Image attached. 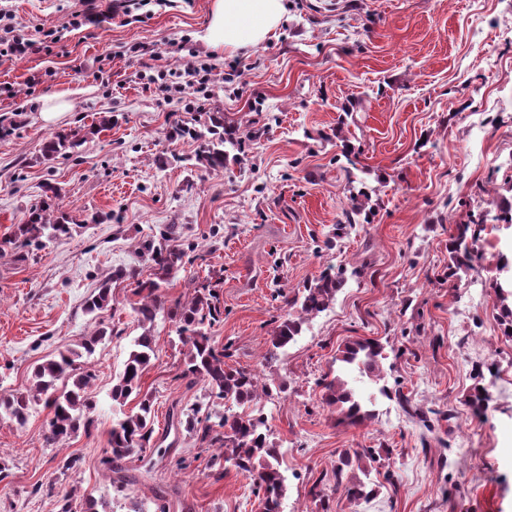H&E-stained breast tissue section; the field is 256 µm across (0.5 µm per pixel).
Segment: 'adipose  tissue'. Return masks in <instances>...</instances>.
Listing matches in <instances>:
<instances>
[{
    "label": "adipose tissue",
    "mask_w": 512,
    "mask_h": 512,
    "mask_svg": "<svg viewBox=\"0 0 512 512\" xmlns=\"http://www.w3.org/2000/svg\"><path fill=\"white\" fill-rule=\"evenodd\" d=\"M286 14V0H213L199 38L215 50L256 47L281 26Z\"/></svg>",
    "instance_id": "1"
}]
</instances>
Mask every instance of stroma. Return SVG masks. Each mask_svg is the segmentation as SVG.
Segmentation results:
<instances>
[{
    "label": "stroma",
    "mask_w": 512,
    "mask_h": 512,
    "mask_svg": "<svg viewBox=\"0 0 512 512\" xmlns=\"http://www.w3.org/2000/svg\"><path fill=\"white\" fill-rule=\"evenodd\" d=\"M211 2L147 0L69 31L78 0H0L17 35L37 42L23 58L0 56V84L14 87L0 95V117L12 123L0 137V236L41 204L46 182L61 187L74 226L42 249L0 252V389L29 390L34 365L98 323L115 331L83 362L94 375L92 434L49 448L48 409L21 425L0 417V512H57L70 490L131 512L158 489L167 512H259L248 479L233 469L217 476L210 449L189 436L154 454L151 469L127 458V495L104 475L109 393L141 333L138 298L131 282L116 281L99 315L83 305L115 269L149 274L137 242L167 227L171 247L195 249L163 288L166 303L209 283L224 306L211 334L229 344L231 364L287 386L262 403L288 478L283 512H512V337L488 287L512 228L487 225L480 271L448 274L457 225L512 202V0H288L286 23L233 54L198 38ZM132 45L139 54H127ZM196 58L210 63L209 84L162 99L148 80L155 61L182 71ZM57 94L71 108L45 124L39 112ZM213 112L255 134L219 172L196 162L193 143L166 137L174 123ZM74 131L73 153L44 160L47 137ZM356 206L373 210L371 223L334 235ZM331 265L348 270L333 304L297 342L272 350L277 290L296 291ZM152 334L142 389L161 434L172 403L192 405L206 387L179 377L174 322L157 318ZM363 337L385 346L387 386L436 412L432 429L394 398L376 396L373 418L359 425L323 404L319 378ZM478 387L490 396L479 415L468 403ZM348 448L382 455L370 500L351 501L336 485ZM70 453L84 463L61 472ZM316 482L328 510L310 494Z\"/></svg>",
    "instance_id": "1"
}]
</instances>
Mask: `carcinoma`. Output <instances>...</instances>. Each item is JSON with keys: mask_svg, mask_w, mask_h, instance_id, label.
Here are the masks:
<instances>
[{"mask_svg": "<svg viewBox=\"0 0 512 512\" xmlns=\"http://www.w3.org/2000/svg\"><path fill=\"white\" fill-rule=\"evenodd\" d=\"M206 131H200L186 123L176 124L168 133L169 139L187 138L197 144L195 159L210 171L224 169V144L242 145V137L236 130L224 124V113L216 112L209 117ZM78 146L73 138L54 134L43 144L45 157L63 155L66 150ZM486 223L481 218L472 224L456 226V236L449 246L448 277H453L462 267H472L476 257L474 245L477 242L476 229ZM72 232L67 218L48 204L31 209L24 224L14 225L12 233L0 240V247H34L44 245V241L60 240ZM138 249L149 256L152 273L147 278L139 277V272L119 268L111 279L98 288L97 294L85 302V312L95 314L112 302V281L131 280L135 283L134 294L139 301L134 311L138 325L143 329L134 340L124 368L112 385L111 399L122 405L130 397L138 399V410L123 414L112 420L109 431V449L106 450L104 464L112 487L122 492L128 486V476L121 461L137 455L142 462L151 461V455L161 447L154 435V400L152 395L143 392L142 377L155 356V337L150 326L158 315L168 312L176 319V333L181 344L187 347L184 366L180 377L191 381L200 380L208 389V401L199 402L189 408L173 406L168 414V428L180 435L184 432L214 452L208 460L209 467L224 474L225 464L231 463L236 471L251 480L252 493L257 496L262 512H281V499L286 492V477L280 469V449L270 441V428L267 416L252 408V403L262 395L272 396L269 384L261 382L259 374L253 370L226 364L229 357L227 347H218L209 329L220 322L221 311L215 291L203 284L194 289L191 299L175 301L173 308L165 310L160 289L175 278L183 267L186 252L155 244L148 236L138 241ZM346 269L327 267L319 277L303 286L293 298L283 292L287 313L275 327L270 342L273 348H284L296 341L303 325L312 317L327 310L334 302L336 293L345 283ZM491 288L501 304V323L504 333L512 335V256L499 252L496 275ZM114 329L100 325L91 335L83 337L77 344L59 351L57 357L37 364L33 368V385L29 391L19 394H0V416L6 415L19 422L26 420L30 410L42 405L50 411L45 441L50 446H58L82 431L89 435L96 429V420L91 415L92 402L88 389L94 379L89 370H79L77 360L91 356L96 346L112 336ZM387 359L384 345L374 338H358L344 345L336 355V360L349 370H358L374 382L384 380L383 363ZM318 385L324 390L323 401L327 407L338 409L341 421L357 425L373 418V411L365 409L352 389L339 377L329 373L323 375ZM372 465L380 462V456L371 448L347 450L339 457L336 465V486H344L346 494L354 500L367 499L374 489L362 481L343 484V468L352 460ZM98 502L93 499L79 504L77 498L65 494L58 500V512H109L97 510Z\"/></svg>", "mask_w": 512, "mask_h": 512, "instance_id": "carcinoma-1", "label": "carcinoma"}]
</instances>
